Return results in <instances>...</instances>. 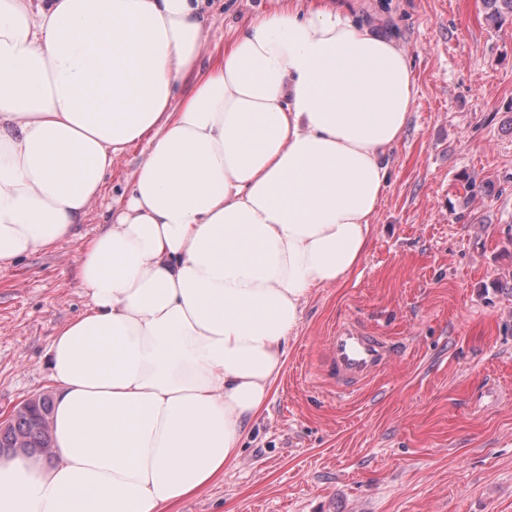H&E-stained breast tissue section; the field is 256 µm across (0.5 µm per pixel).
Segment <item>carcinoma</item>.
Masks as SVG:
<instances>
[{
    "instance_id": "cac0c4a2",
    "label": "carcinoma",
    "mask_w": 512,
    "mask_h": 512,
    "mask_svg": "<svg viewBox=\"0 0 512 512\" xmlns=\"http://www.w3.org/2000/svg\"><path fill=\"white\" fill-rule=\"evenodd\" d=\"M489 12L486 20L497 24L505 13L512 14V0H483ZM52 400L45 394L36 395L18 406L0 423V448L20 449L25 455L49 454L51 448L50 416Z\"/></svg>"
}]
</instances>
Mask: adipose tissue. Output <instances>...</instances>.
Instances as JSON below:
<instances>
[{
  "label": "adipose tissue",
  "mask_w": 512,
  "mask_h": 512,
  "mask_svg": "<svg viewBox=\"0 0 512 512\" xmlns=\"http://www.w3.org/2000/svg\"><path fill=\"white\" fill-rule=\"evenodd\" d=\"M201 8L0 0V270L76 238L146 144L48 348L51 456H0V512H170L222 476L310 294L366 253L405 51L345 0H277L203 67Z\"/></svg>",
  "instance_id": "ef3b65f1"
}]
</instances>
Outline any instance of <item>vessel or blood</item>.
I'll use <instances>...</instances> for the list:
<instances>
[{"mask_svg":"<svg viewBox=\"0 0 512 512\" xmlns=\"http://www.w3.org/2000/svg\"><path fill=\"white\" fill-rule=\"evenodd\" d=\"M395 351L393 341L356 323L339 324L325 344V368L347 391L383 369Z\"/></svg>","mask_w":512,"mask_h":512,"instance_id":"b4317fda","label":"vessel or blood"}]
</instances>
